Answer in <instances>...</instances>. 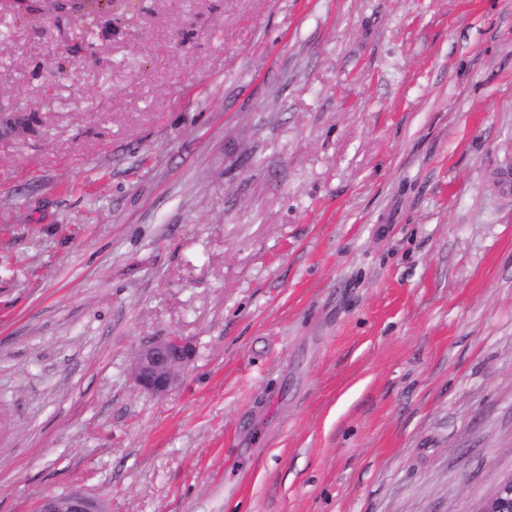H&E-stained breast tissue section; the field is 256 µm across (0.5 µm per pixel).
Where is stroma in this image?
Wrapping results in <instances>:
<instances>
[{
  "label": "stroma",
  "mask_w": 512,
  "mask_h": 512,
  "mask_svg": "<svg viewBox=\"0 0 512 512\" xmlns=\"http://www.w3.org/2000/svg\"><path fill=\"white\" fill-rule=\"evenodd\" d=\"M511 473L512 0H0V512H476ZM193 356L192 346L180 336L147 342L136 354L132 379L142 391L163 397L178 386L181 373ZM38 512H111L101 501L83 492L73 491L65 496L44 498Z\"/></svg>",
  "instance_id": "1"
}]
</instances>
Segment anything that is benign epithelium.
Here are the masks:
<instances>
[{"label": "benign epithelium", "mask_w": 512, "mask_h": 512, "mask_svg": "<svg viewBox=\"0 0 512 512\" xmlns=\"http://www.w3.org/2000/svg\"><path fill=\"white\" fill-rule=\"evenodd\" d=\"M194 351L180 336L143 344L135 357L131 375L144 392L163 397L178 386L182 371L192 362ZM38 512H110L101 501L80 491L44 498ZM478 512H512V476L502 480Z\"/></svg>", "instance_id": "benign-epithelium-1"}]
</instances>
